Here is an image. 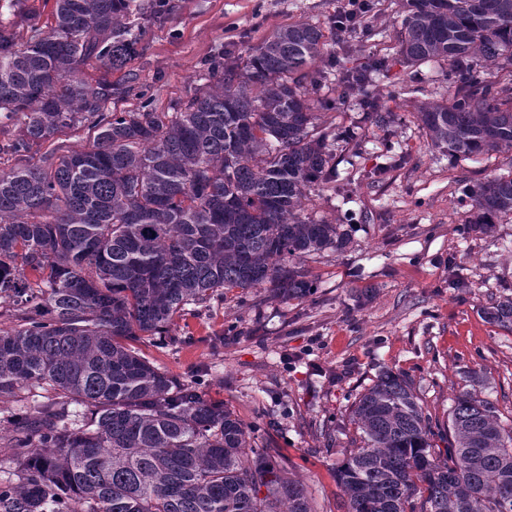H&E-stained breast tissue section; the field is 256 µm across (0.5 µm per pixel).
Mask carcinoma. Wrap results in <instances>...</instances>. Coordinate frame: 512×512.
I'll return each mask as SVG.
<instances>
[{"label":"carcinoma","instance_id":"cac0c4a2","mask_svg":"<svg viewBox=\"0 0 512 512\" xmlns=\"http://www.w3.org/2000/svg\"><path fill=\"white\" fill-rule=\"evenodd\" d=\"M399 52L414 65L453 68L445 103L416 112L450 156L512 154V90L471 70L512 65V0H402ZM171 0H55L53 23H0V401L14 478L0 481V512H313L302 484L245 424L198 386L155 367L131 343L170 329L188 307L235 288L274 296L314 293L302 259L349 239L302 217L311 188L336 181L319 110L331 80L322 27L277 28L244 64L208 62L213 79L170 112L144 102L114 112L124 90L91 84L94 59L118 69L140 54L141 32ZM380 127L391 113L360 75L343 76ZM85 125L91 145H35ZM468 230L489 233L512 215V176L489 177ZM512 330V297L482 309ZM360 446L336 471L342 512H512V430L497 407L461 393L443 456L406 377L380 374L351 406Z\"/></svg>","mask_w":512,"mask_h":512}]
</instances>
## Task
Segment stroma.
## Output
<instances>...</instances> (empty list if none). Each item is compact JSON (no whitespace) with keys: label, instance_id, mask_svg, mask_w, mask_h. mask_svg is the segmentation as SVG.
<instances>
[{"label":"stroma","instance_id":"1","mask_svg":"<svg viewBox=\"0 0 512 512\" xmlns=\"http://www.w3.org/2000/svg\"><path fill=\"white\" fill-rule=\"evenodd\" d=\"M345 0H174L145 28L135 59L90 81L128 87L113 98L128 110L147 94L170 111L201 87L219 50L245 60L250 47L296 21L329 26ZM365 28L330 36L336 72L369 71L393 122L377 126L351 96H337L324 120L334 136L335 183L314 186L303 214L338 225L342 252L303 262L316 285L305 299L272 297L266 286L227 292L178 321L170 338L135 347L162 371L193 379L248 427L252 445L288 458L313 512H337L336 468L357 435L350 407L386 369L405 375L443 431L457 395L473 390L512 430V332L488 324L482 307L512 296V216L492 233L468 231L473 192L512 174V156L455 158L432 147L416 120L423 102H443L453 81L444 61L407 65L398 54L401 0H372ZM373 288L359 305L357 293ZM480 376L468 382L466 372Z\"/></svg>","mask_w":512,"mask_h":512}]
</instances>
